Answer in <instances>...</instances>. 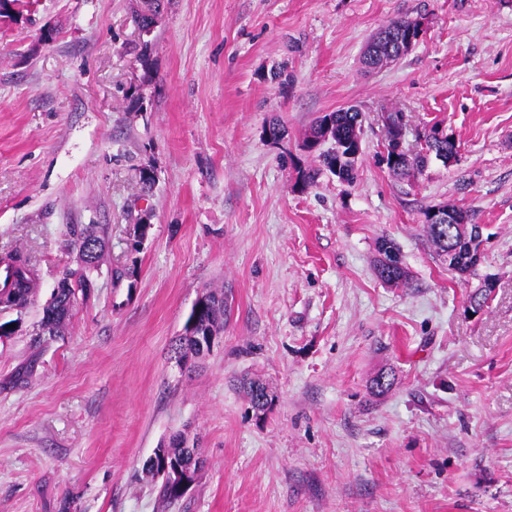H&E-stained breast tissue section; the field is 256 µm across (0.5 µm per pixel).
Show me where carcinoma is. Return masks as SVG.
<instances>
[{
	"instance_id": "obj_1",
	"label": "carcinoma",
	"mask_w": 512,
	"mask_h": 512,
	"mask_svg": "<svg viewBox=\"0 0 512 512\" xmlns=\"http://www.w3.org/2000/svg\"><path fill=\"white\" fill-rule=\"evenodd\" d=\"M153 0H142V5L136 14L140 34L149 37L154 32L150 26L149 12L152 11ZM420 23L409 19L399 18L388 22L380 36L372 39L363 56V64L368 69H377L383 64L399 59L406 51L405 41L408 36H418ZM362 113L349 108L326 112L316 118L305 141L306 150L319 153L324 166L338 179L351 182L355 175V160L349 157L352 146L361 143ZM457 154L454 141L432 128L424 135V147L410 159H400L389 168L404 172L409 169H419L426 166L430 157L444 155L453 158ZM449 211L457 215V219L446 224H431L424 220L432 243L436 246L438 256L448 263V270L460 275L471 274L481 262L479 244L473 233L462 226L468 220V215L453 207ZM94 245L98 250H104L106 239L101 236L94 224H74L69 228L67 245L80 249L83 245ZM379 259L376 262V273L384 283L399 286L406 282L408 272L404 268L399 248L389 239H381L378 245ZM3 282L0 283V308L24 309L30 299L35 279L34 268L29 257L11 252L7 254L3 268ZM69 288L60 289L52 301L45 304L40 321L41 335L55 339L61 335L66 321L69 319L72 305L68 300ZM492 289L483 286L470 295V307L477 313L487 306ZM208 305L200 316L202 326L216 332L224 326V294L207 293ZM395 377L388 372L376 375L370 382L368 393L371 396H381L389 392ZM198 454L194 448H177L174 456L168 461L179 464L197 465ZM162 458L147 460L144 470L154 475V470L162 465Z\"/></svg>"
}]
</instances>
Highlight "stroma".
Segmentation results:
<instances>
[{"instance_id":"stroma-1","label":"stroma","mask_w":512,"mask_h":512,"mask_svg":"<svg viewBox=\"0 0 512 512\" xmlns=\"http://www.w3.org/2000/svg\"><path fill=\"white\" fill-rule=\"evenodd\" d=\"M138 3L16 0L0 20V256L36 266L28 307L0 309V512H512V0H162L146 64ZM399 17L421 40L365 71ZM349 106L364 116L354 181L302 185L313 119ZM394 108L406 144L439 127L455 161L392 172ZM434 206L486 235L474 275L428 241ZM71 224L103 226L109 248L63 336L41 342L77 267ZM382 237L407 284L377 277ZM213 289L224 327L178 364ZM388 367L395 386L368 400ZM245 379L268 387L265 414ZM176 433L204 467L166 503L144 463Z\"/></svg>"}]
</instances>
